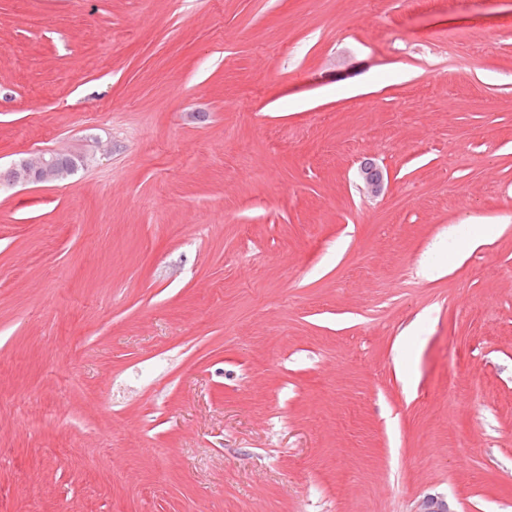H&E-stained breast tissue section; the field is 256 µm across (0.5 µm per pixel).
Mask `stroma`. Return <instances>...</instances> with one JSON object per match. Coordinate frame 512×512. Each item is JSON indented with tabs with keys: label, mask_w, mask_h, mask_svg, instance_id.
<instances>
[{
	"label": "stroma",
	"mask_w": 512,
	"mask_h": 512,
	"mask_svg": "<svg viewBox=\"0 0 512 512\" xmlns=\"http://www.w3.org/2000/svg\"><path fill=\"white\" fill-rule=\"evenodd\" d=\"M43 152L0 512H512V0H0Z\"/></svg>",
	"instance_id": "stroma-1"
}]
</instances>
